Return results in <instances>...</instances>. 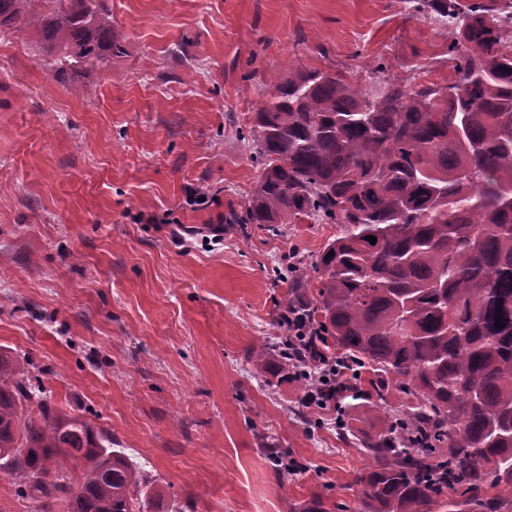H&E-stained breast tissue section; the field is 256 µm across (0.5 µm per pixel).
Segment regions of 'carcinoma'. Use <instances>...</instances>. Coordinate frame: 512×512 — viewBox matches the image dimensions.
I'll return each instance as SVG.
<instances>
[{
  "mask_svg": "<svg viewBox=\"0 0 512 512\" xmlns=\"http://www.w3.org/2000/svg\"><path fill=\"white\" fill-rule=\"evenodd\" d=\"M107 0H0V37L42 25L54 77L123 51ZM448 28L455 78L382 81L332 72L269 76L255 112L264 168L232 224H337L314 263L313 300L288 299L321 357L370 369L372 393L338 387L370 459L364 512H504L512 495V0H408ZM376 237L372 244L366 237ZM505 326H495L496 318ZM285 381L288 337L251 353ZM0 348V469L37 512H141V468L112 437L24 383ZM408 396L393 409L390 391ZM35 402L37 414L19 412Z\"/></svg>",
  "mask_w": 512,
  "mask_h": 512,
  "instance_id": "carcinoma-1",
  "label": "carcinoma"
}]
</instances>
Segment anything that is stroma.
<instances>
[{
  "instance_id": "obj_1",
  "label": "stroma",
  "mask_w": 512,
  "mask_h": 512,
  "mask_svg": "<svg viewBox=\"0 0 512 512\" xmlns=\"http://www.w3.org/2000/svg\"><path fill=\"white\" fill-rule=\"evenodd\" d=\"M108 6L124 52L85 72L90 95L54 79L36 26L0 42V347L143 466L164 492L149 512H361L370 461L335 410L250 359L280 332L288 267L336 227L227 218L263 167L243 136L270 71L443 84L445 28L402 0ZM277 452L297 466L283 479Z\"/></svg>"
}]
</instances>
